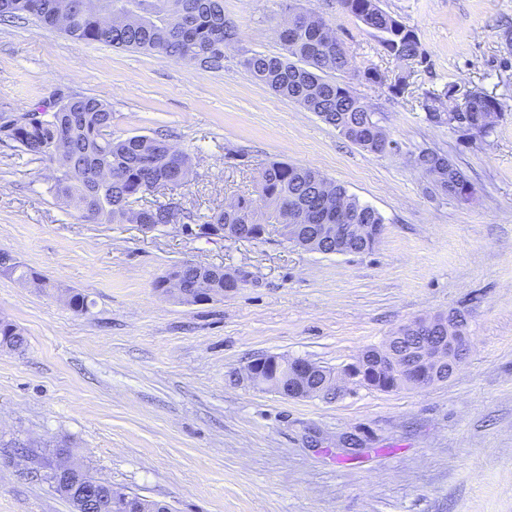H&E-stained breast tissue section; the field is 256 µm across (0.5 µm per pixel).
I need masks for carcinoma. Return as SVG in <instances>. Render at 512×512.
<instances>
[{
    "instance_id": "1",
    "label": "carcinoma",
    "mask_w": 512,
    "mask_h": 512,
    "mask_svg": "<svg viewBox=\"0 0 512 512\" xmlns=\"http://www.w3.org/2000/svg\"><path fill=\"white\" fill-rule=\"evenodd\" d=\"M86 0H71L70 24L59 25L58 0H0V21L23 22L30 18L50 33L62 32L73 43L98 42L116 49L153 51L177 61L193 62L208 69L223 66L224 50L238 41L237 25L224 16L222 0H131L135 10L119 14L105 22ZM345 11L378 34L385 51L401 62H410L424 54L416 32L401 29L399 20L379 6V0H340ZM285 54L271 56L255 53L245 60L251 75L276 95L287 98L308 112L317 114L341 135L372 154L386 153L388 135L381 117L368 111L346 81L335 74L342 71L336 55V41L322 17L309 12L301 23L281 34ZM451 95L443 89L428 91L421 101L426 119L441 123L440 115L456 110L448 105ZM502 105L497 98L474 91L464 103L470 117H480ZM0 143L18 149L33 161L53 167L50 187L55 199L72 208L81 221L94 224H172L178 209L173 202L155 200L144 209L132 203L155 194L161 182L176 178L179 169L192 167L190 154L166 149L167 135L112 137V109L103 100L89 95L70 94L14 115L0 113ZM430 177L432 193L465 200L472 188L467 175L445 154L422 150L414 158ZM329 191L344 207L346 223L364 224L366 235L348 242L347 252L365 253L373 249L383 232L384 219L373 207L359 201L347 189L329 181L319 171L306 166L272 162L259 174L257 197L240 196L234 207L217 208L205 224L228 226L224 234L234 240H260L266 225H283L288 235V213L308 206L320 224H335L336 212L322 208L318 201ZM0 275L13 277L38 288L51 287L50 281L15 258L0 251ZM180 276L210 299L224 298L248 281L249 272L238 269L228 275L221 266L179 264L167 276ZM75 312L88 308L86 296L75 290L61 294ZM0 344L20 349L25 338L11 322L0 320ZM428 336L404 340L406 363L413 374L433 384L428 368L415 354L417 341ZM370 359L362 366V385L380 391L404 385L394 372L387 353L379 347L367 349ZM35 472L49 478L52 456L49 451L33 452ZM127 494L122 488L103 491L97 512H127Z\"/></svg>"
}]
</instances>
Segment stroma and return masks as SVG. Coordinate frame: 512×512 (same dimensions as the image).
<instances>
[{
  "mask_svg": "<svg viewBox=\"0 0 512 512\" xmlns=\"http://www.w3.org/2000/svg\"><path fill=\"white\" fill-rule=\"evenodd\" d=\"M291 5L326 20L353 71H405L339 0H223L239 39L219 70L0 23V109L95 96L113 136L165 130L192 158L172 193L184 218L145 232L78 220L44 164L0 144V250L89 303L77 313L0 276V319L26 339L0 349V512H73L24 460L62 444L95 477L175 512H512V49L501 39L512 0H380L429 61L398 95L350 82L399 145L385 155L246 70L253 53L283 54ZM445 86L457 103L494 95L505 119L487 138L430 123L420 97ZM424 148L469 176V201L429 193L413 162ZM273 161L316 168L374 207L385 219L375 248L306 252L275 225L259 242L201 234L211 210L255 195ZM184 262L250 278L224 300L181 304L154 283ZM463 308L468 355L423 388L350 384L327 403L231 381L265 355L340 368L402 325ZM350 434L363 440L353 454Z\"/></svg>",
  "mask_w": 512,
  "mask_h": 512,
  "instance_id": "1",
  "label": "stroma"
}]
</instances>
